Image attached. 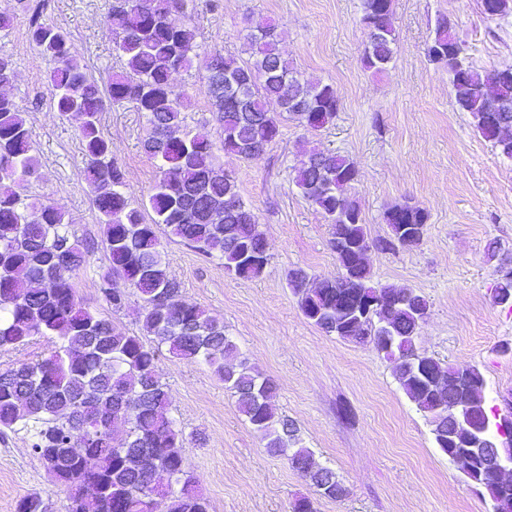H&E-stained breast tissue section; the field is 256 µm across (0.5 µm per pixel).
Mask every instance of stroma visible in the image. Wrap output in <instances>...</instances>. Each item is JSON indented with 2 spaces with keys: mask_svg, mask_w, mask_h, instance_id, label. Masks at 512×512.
<instances>
[{
  "mask_svg": "<svg viewBox=\"0 0 512 512\" xmlns=\"http://www.w3.org/2000/svg\"><path fill=\"white\" fill-rule=\"evenodd\" d=\"M361 0H193L191 28L200 54L215 49L244 56L250 30L274 25L279 48L312 80L335 84L333 125L311 136L291 121L249 160L224 157L257 217L271 259L260 278L228 275L218 257H204L162 235L170 276L183 301L222 319L249 365L271 378L279 413L296 421L303 446L333 469L348 489L340 500L315 495L287 460L267 453L240 414L236 399L205 365L162 354L157 372L171 397L178 429L190 436L189 468L209 512H291L293 501L313 498L317 512H491V502L468 483L460 465L437 448L423 414L408 400L391 363L373 344L323 333L302 314L288 284L290 270L332 279L340 268L329 247L330 227L298 192L293 167L301 151L347 156L358 176L352 195L369 238L388 236L385 211L410 202L428 220L420 242L392 251L370 250L374 281L408 287L429 302L417 347L444 364L477 367L487 405L496 417L512 407V309L492 301L499 259L487 245L512 255V161L497 155L457 109L446 69L432 64L426 44L435 19L454 23L477 68L512 66V10L488 17L482 0H393L397 48L387 71L367 70L361 56L368 34ZM112 0H45L42 20L63 27L84 71L103 81L123 71L104 18ZM12 14L0 46L16 62L9 89L22 112L40 161L41 178L28 193L53 202L72 218L79 238L94 243L79 273V294L128 331L141 330L143 303L127 290L121 309L100 297V247L93 185L78 148L80 119L59 116L50 104L51 62L29 42V15L16 0H0ZM183 97L185 129L219 141L199 70L173 74ZM100 128L125 173L133 201L150 192L157 172L142 148L147 124L132 105L108 107ZM40 493L47 512H66L55 485L22 432L0 438V512Z\"/></svg>",
  "mask_w": 512,
  "mask_h": 512,
  "instance_id": "obj_1",
  "label": "stroma"
}]
</instances>
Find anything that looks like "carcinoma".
<instances>
[{
    "label": "carcinoma",
    "instance_id": "cac0c4a2",
    "mask_svg": "<svg viewBox=\"0 0 512 512\" xmlns=\"http://www.w3.org/2000/svg\"><path fill=\"white\" fill-rule=\"evenodd\" d=\"M190 0H114L106 24L116 37L125 70L111 74L104 86L75 60L69 33L40 21L44 4L26 0L28 37L54 64L50 72L52 104L62 117H83L79 129L85 174L97 193L93 206L102 226L108 258L97 288L114 309L126 295L113 287L124 280L143 302V335L129 332L84 303L76 276L93 245L77 237L65 213L48 200H29L26 190L39 178V160L18 106L0 93V349L20 348L35 337L51 340L50 354L0 373V435L24 432L52 481L65 488L66 512H149L152 495L167 501V512H208L188 470L183 432L170 416V395L156 370L162 348L172 357L208 366L237 397L240 413L274 456L316 488V494L340 500L348 490L323 492L321 483L335 476L317 467L313 453L299 446L294 421L275 412L277 387L239 359L224 322L204 308L187 304L167 272L163 243L156 229L197 252L218 255L224 271L255 279L270 257L251 259L266 245L256 216L242 200L235 178L220 163L216 145L183 131L182 102L171 76L197 66L204 71L207 94L221 134V151L238 159L264 151L280 133L286 116L314 135L332 125L338 112L336 87L301 79L279 49L272 25L247 35L249 59L218 51L204 58L196 52L190 29ZM392 0H361L360 23L369 32L363 66L387 70L396 30ZM430 62L448 70V84L459 111L470 115L476 132L498 154L512 153V139L502 137L503 116L490 112L493 99L512 103V82H492L490 69L469 60L446 15L437 17L427 44ZM15 76V61L0 49V85ZM130 103L143 113L148 134L143 150L158 178L147 200L133 206L125 175L112 159V145L100 130L107 104ZM302 197L330 224L329 244L341 274L308 287L302 269L288 272V284L304 317L330 336L379 347L381 336L398 343L388 356L408 398L437 422L450 410L448 398L478 417L487 415L485 380L475 367H444L432 356L415 352L428 302L410 288L373 285L366 254L417 244L414 227L427 214L409 203L385 212L391 236L372 240L350 190L354 165L344 156L321 150L305 153L294 167ZM151 211L150 220L144 212ZM413 299L394 307L389 299ZM365 297L385 300L368 316L354 309ZM151 337V342L143 336ZM468 481L483 488L492 512H512V482L490 475L480 459ZM17 512H45L38 493L24 496Z\"/></svg>",
    "mask_w": 512,
    "mask_h": 512
}]
</instances>
